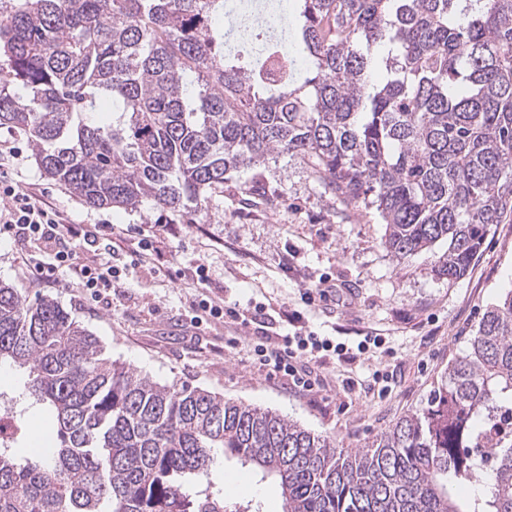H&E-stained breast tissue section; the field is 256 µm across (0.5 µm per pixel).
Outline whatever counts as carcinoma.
Wrapping results in <instances>:
<instances>
[{
	"mask_svg": "<svg viewBox=\"0 0 512 512\" xmlns=\"http://www.w3.org/2000/svg\"><path fill=\"white\" fill-rule=\"evenodd\" d=\"M294 10L301 80L290 58L270 79L224 53V0L0 6V128L25 134L42 174L86 205L147 199L184 224L232 174L299 158L329 199L376 209L394 258L445 242L432 272L464 276L512 214V0ZM2 362L28 371L54 446L25 462L0 447V512H253L203 481L218 448L278 481L281 512H512V291L427 406L350 453L111 361L57 301L0 282ZM476 482L482 496L455 495Z\"/></svg>",
	"mask_w": 512,
	"mask_h": 512,
	"instance_id": "obj_1",
	"label": "carcinoma"
}]
</instances>
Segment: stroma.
I'll return each mask as SVG.
<instances>
[{
    "instance_id": "35a3bbf8",
    "label": "stroma",
    "mask_w": 512,
    "mask_h": 512,
    "mask_svg": "<svg viewBox=\"0 0 512 512\" xmlns=\"http://www.w3.org/2000/svg\"><path fill=\"white\" fill-rule=\"evenodd\" d=\"M12 146L20 149L9 169L13 184L46 192L73 223L119 224L136 241L153 225L177 221L149 201L132 210L88 207L43 176L25 135L0 128V150ZM252 180L260 191L250 195L244 185ZM384 231L376 211L330 202L305 162L278 157L226 181L208 200L202 223L161 245L163 259L185 271L180 283H172L157 266L138 264L122 274L109 299L95 298L79 288L38 280L24 255L5 240L0 241V281L15 285L30 301L55 299L99 338L106 356L153 381L190 384L231 402L272 410L334 438L349 452L421 411L449 361L467 350L485 309L512 290V220L493 225L468 272L454 280L431 271L445 244L398 261L381 245ZM289 257L294 260L290 271L284 267ZM201 263L208 269L212 294L225 306L256 311V323L190 327L188 299L196 287L192 273ZM323 276L335 283V294L304 304V283ZM289 310L299 312L301 331L334 337L348 348L367 336L383 337L385 343L353 361L325 356L329 388L297 392L247 355L252 342L274 343L287 333ZM231 337L238 339L237 348L227 347ZM377 370L392 376L389 396L378 397L370 386ZM347 380L352 388H344ZM27 382V372L13 370L0 385L14 403L10 409L0 406V415L19 413L26 425L27 437L16 449L23 459L31 455L30 439L47 438L42 406L24 397ZM208 478L223 490L227 503L281 512L277 485L244 471L223 449L214 451Z\"/></svg>"
}]
</instances>
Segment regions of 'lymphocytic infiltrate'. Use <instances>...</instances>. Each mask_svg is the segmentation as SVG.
Masks as SVG:
<instances>
[{"label": "lymphocytic infiltrate", "mask_w": 512, "mask_h": 512, "mask_svg": "<svg viewBox=\"0 0 512 512\" xmlns=\"http://www.w3.org/2000/svg\"><path fill=\"white\" fill-rule=\"evenodd\" d=\"M0 198L8 202L5 211L0 212V237L19 244L39 241L48 250L47 260L34 266L39 279H57L64 270L71 283L95 297L118 284L121 271L113 265L112 259L122 249L123 230L111 224L88 227L70 223L63 212L54 210L38 194L20 190L10 183L0 182ZM88 247L102 249L103 258L77 262L78 249ZM324 351L342 359L350 356L344 344L312 332L304 336H285L273 345L254 344L249 355L254 363L266 368L270 376L288 380L294 388L311 392L323 384L314 366Z\"/></svg>", "instance_id": "lymphocytic-infiltrate-1"}]
</instances>
